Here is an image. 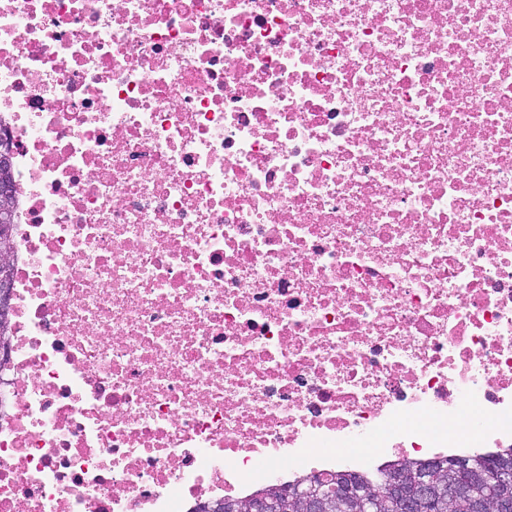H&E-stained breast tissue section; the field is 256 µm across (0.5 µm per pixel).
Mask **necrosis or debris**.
<instances>
[{
	"label": "necrosis or debris",
	"instance_id": "1",
	"mask_svg": "<svg viewBox=\"0 0 512 512\" xmlns=\"http://www.w3.org/2000/svg\"><path fill=\"white\" fill-rule=\"evenodd\" d=\"M0 512L512 447V0H0ZM3 143L0 149V358L6 360L9 355V342L6 336L8 330L9 316L11 313V290L13 281V266H10V225L7 220L9 201L14 198L18 192V185L11 180V157L12 147L7 143V139L2 137ZM15 197L10 203V224L12 225V238L15 233ZM11 280V283H10ZM7 361V360H6Z\"/></svg>",
	"mask_w": 512,
	"mask_h": 512
}]
</instances>
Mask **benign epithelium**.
I'll list each match as a JSON object with an SVG mask.
<instances>
[{"label":"benign epithelium","instance_id":"benign-epithelium-1","mask_svg":"<svg viewBox=\"0 0 512 512\" xmlns=\"http://www.w3.org/2000/svg\"><path fill=\"white\" fill-rule=\"evenodd\" d=\"M12 147L0 144V358L9 355L6 336L11 313L10 225L8 203L18 192L11 180ZM380 495L400 503L407 512H439L446 504H456L463 512H486L488 497H493L496 512H512V473L490 465L474 469L462 478L443 483L436 479L435 467L425 465L413 472L397 474L381 490ZM340 503L345 512H378L379 499L350 480L337 488H329L318 479L301 491L284 493L278 499L281 512H327L331 501ZM273 503L263 496L238 502L239 512H271Z\"/></svg>","mask_w":512,"mask_h":512}]
</instances>
